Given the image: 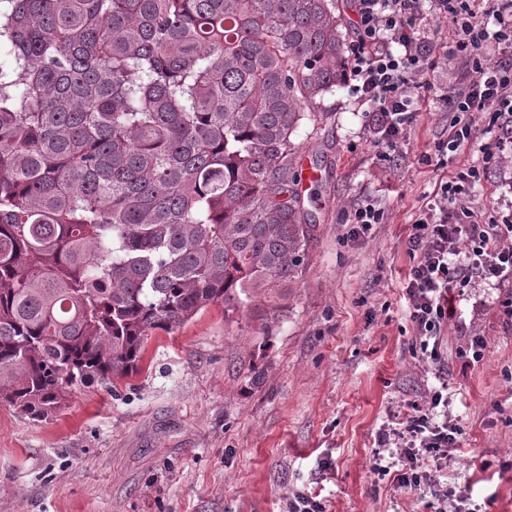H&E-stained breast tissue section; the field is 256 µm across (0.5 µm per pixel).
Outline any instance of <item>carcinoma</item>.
Returning <instances> with one entry per match:
<instances>
[{"instance_id": "carcinoma-1", "label": "carcinoma", "mask_w": 512, "mask_h": 512, "mask_svg": "<svg viewBox=\"0 0 512 512\" xmlns=\"http://www.w3.org/2000/svg\"><path fill=\"white\" fill-rule=\"evenodd\" d=\"M0 1V403L44 420L292 277L349 42L336 0Z\"/></svg>"}]
</instances>
